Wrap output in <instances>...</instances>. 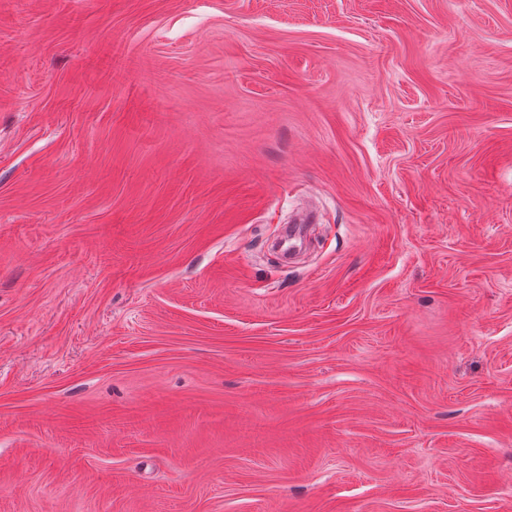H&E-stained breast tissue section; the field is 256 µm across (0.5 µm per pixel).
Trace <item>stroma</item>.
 I'll use <instances>...</instances> for the list:
<instances>
[{"instance_id":"stroma-1","label":"stroma","mask_w":512,"mask_h":512,"mask_svg":"<svg viewBox=\"0 0 512 512\" xmlns=\"http://www.w3.org/2000/svg\"><path fill=\"white\" fill-rule=\"evenodd\" d=\"M0 512H512V0H0Z\"/></svg>"}]
</instances>
